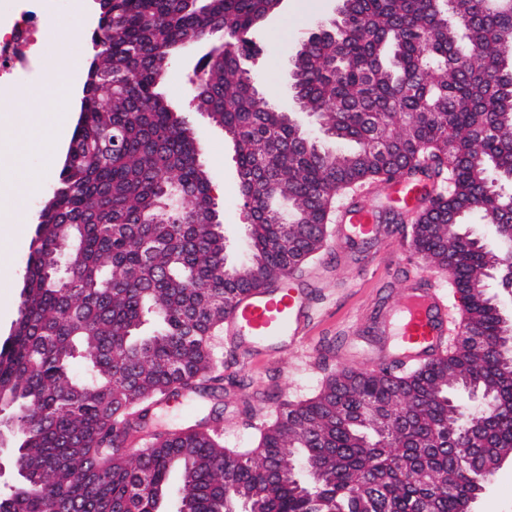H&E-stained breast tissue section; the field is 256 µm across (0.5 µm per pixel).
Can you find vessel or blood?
<instances>
[{"mask_svg": "<svg viewBox=\"0 0 512 512\" xmlns=\"http://www.w3.org/2000/svg\"><path fill=\"white\" fill-rule=\"evenodd\" d=\"M387 228L378 224L371 207L349 202L339 207L338 241L366 236L385 238ZM451 312L446 287H433L415 278L397 307L382 322L386 343L375 358L394 365L420 362L441 352L450 331ZM312 332L311 300L305 287L256 288L238 295L224 318V334L244 360L265 363L288 347L301 343Z\"/></svg>", "mask_w": 512, "mask_h": 512, "instance_id": "b4317fda", "label": "vessel or blood"}]
</instances>
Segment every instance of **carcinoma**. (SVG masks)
<instances>
[{"label":"carcinoma","instance_id":"1","mask_svg":"<svg viewBox=\"0 0 512 512\" xmlns=\"http://www.w3.org/2000/svg\"><path fill=\"white\" fill-rule=\"evenodd\" d=\"M279 2L102 0L81 118L0 345L16 471L0 512H162L175 471L188 512H469L477 488L453 449L487 478L512 456V367L492 348L512 319L476 289H512V0H342L290 68L295 112L355 144L336 152L242 66L236 36ZM220 29L229 47L192 101L234 142L251 201L235 263L212 229L223 218L188 116L162 92L180 50ZM366 182L425 189L412 242L461 302L448 351L404 371H336L314 396L280 402L255 448L224 447L211 417L149 427L161 402L223 390L206 341L232 299L299 278L334 199ZM473 215L499 247L464 237ZM456 390L485 413L470 417Z\"/></svg>","mask_w":512,"mask_h":512}]
</instances>
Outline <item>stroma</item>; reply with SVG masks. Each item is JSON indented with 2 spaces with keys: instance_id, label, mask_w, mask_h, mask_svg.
<instances>
[{
  "instance_id": "stroma-1",
  "label": "stroma",
  "mask_w": 512,
  "mask_h": 512,
  "mask_svg": "<svg viewBox=\"0 0 512 512\" xmlns=\"http://www.w3.org/2000/svg\"><path fill=\"white\" fill-rule=\"evenodd\" d=\"M286 18L264 22L254 32L251 57L245 66L254 76L260 91L272 105L292 109L289 60L303 38L318 22L332 18L337 0H284ZM78 39L45 40L37 78L23 93L6 97L0 104V150L9 149L16 128L26 125L28 102L42 98L47 107L40 119L46 141L33 152L27 171L34 181L25 205L23 237H0V254L9 260L0 269V298L10 309L0 317V340L9 336L18 317L20 292L30 241L38 213L52 193L60 172L69 137H56L61 115L56 104L57 90L50 57L66 51L91 61L88 31L92 21H85ZM210 43L189 46L168 73L163 90L171 106L189 115L202 144V159L209 170L214 195L224 216V236L230 258H240L245 248L243 226L247 213L242 206L241 185L232 141L210 120L194 110L190 81L198 75ZM409 218L388 226V239L343 245L345 262L335 254L322 251L310 265L305 284L312 290L316 325L310 342L289 349L283 355L259 366L243 364L225 347L223 337L211 341L215 363L224 375V390L217 398L192 396L170 401L156 408L152 421L158 425H186L218 409L223 426L225 447L251 448L259 433L258 423L266 421L269 410L283 400L310 397L330 373L344 368H373L370 353L381 341L379 317L396 304L409 279L418 273L438 277V269L426 266L416 254L404 227ZM471 512H512V459L501 464L471 506Z\"/></svg>"
}]
</instances>
